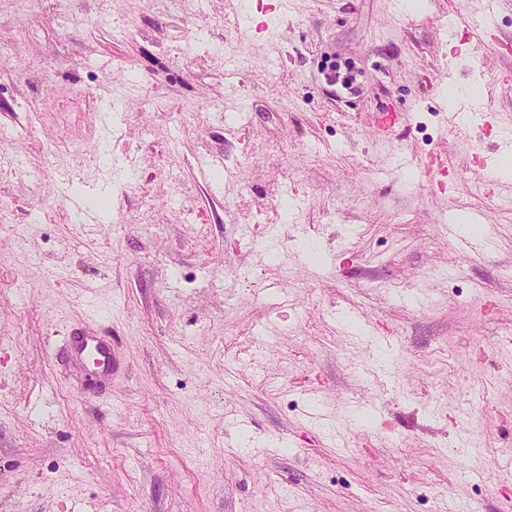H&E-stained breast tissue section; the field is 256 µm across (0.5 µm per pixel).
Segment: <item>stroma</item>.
I'll return each mask as SVG.
<instances>
[{
  "instance_id": "stroma-1",
  "label": "stroma",
  "mask_w": 512,
  "mask_h": 512,
  "mask_svg": "<svg viewBox=\"0 0 512 512\" xmlns=\"http://www.w3.org/2000/svg\"><path fill=\"white\" fill-rule=\"evenodd\" d=\"M253 4L0 0V512H512V195L476 177L512 53L463 40L512 6L288 0L258 34ZM94 302L105 404L58 355Z\"/></svg>"
}]
</instances>
